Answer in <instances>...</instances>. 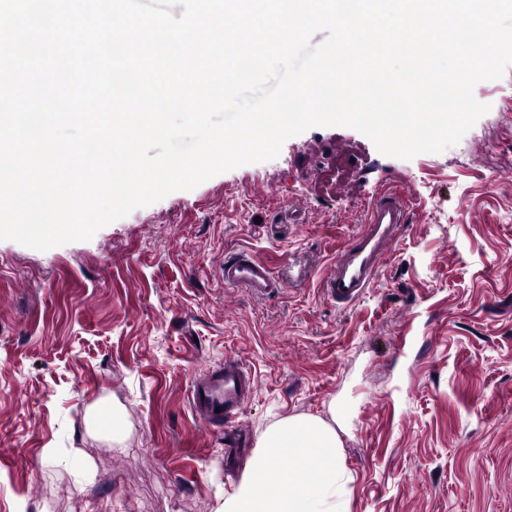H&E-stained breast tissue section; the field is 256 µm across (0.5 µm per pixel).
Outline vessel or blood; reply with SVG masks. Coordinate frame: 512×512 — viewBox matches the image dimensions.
<instances>
[{"label":"vessel or blood","mask_w":512,"mask_h":512,"mask_svg":"<svg viewBox=\"0 0 512 512\" xmlns=\"http://www.w3.org/2000/svg\"><path fill=\"white\" fill-rule=\"evenodd\" d=\"M409 198L385 191L371 202L364 227L341 246L322 279L326 297L345 307L373 288L383 264L393 254L401 228L408 222ZM225 286L245 288L256 296L280 290L281 284L265 262L241 253L220 264ZM254 389V377L235 357L195 375L189 388L193 415L210 428H232Z\"/></svg>","instance_id":"vessel-or-blood-1"}]
</instances>
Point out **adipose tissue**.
I'll return each instance as SVG.
<instances>
[{"mask_svg":"<svg viewBox=\"0 0 512 512\" xmlns=\"http://www.w3.org/2000/svg\"><path fill=\"white\" fill-rule=\"evenodd\" d=\"M284 457L292 467L280 468ZM353 481L335 427L295 415L262 433L244 477L216 512H351Z\"/></svg>","mask_w":512,"mask_h":512,"instance_id":"adipose-tissue-1","label":"adipose tissue"}]
</instances>
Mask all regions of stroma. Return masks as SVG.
<instances>
[{
  "mask_svg": "<svg viewBox=\"0 0 512 512\" xmlns=\"http://www.w3.org/2000/svg\"><path fill=\"white\" fill-rule=\"evenodd\" d=\"M474 94L488 112L439 153L317 126L91 240L0 241V512H215L300 414L335 418L351 512H512V66ZM394 190L410 222L338 307L324 272ZM239 252L282 289L225 287ZM228 355L255 379L231 451L188 403Z\"/></svg>",
  "mask_w": 512,
  "mask_h": 512,
  "instance_id": "1",
  "label": "stroma"
}]
</instances>
